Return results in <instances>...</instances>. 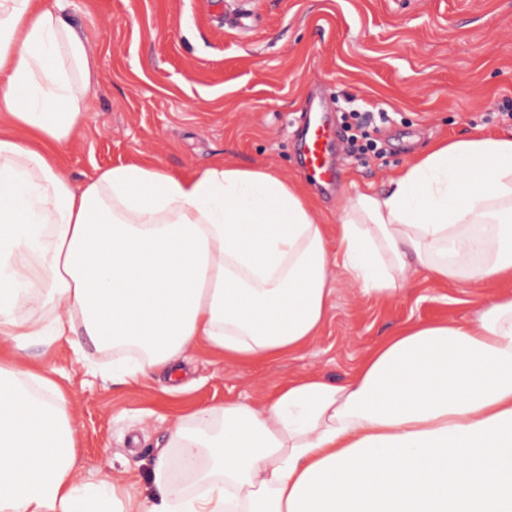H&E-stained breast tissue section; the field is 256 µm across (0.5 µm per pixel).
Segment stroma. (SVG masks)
<instances>
[{
	"label": "stroma",
	"instance_id": "35a3bbf8",
	"mask_svg": "<svg viewBox=\"0 0 512 512\" xmlns=\"http://www.w3.org/2000/svg\"><path fill=\"white\" fill-rule=\"evenodd\" d=\"M64 19L91 48L88 125L62 149L73 186L96 170L151 160L189 176L224 160L302 180L324 222L353 187L386 188L433 144L512 133V0H65ZM324 111L337 185L308 179L298 138ZM378 125V152H352L353 113ZM329 317L304 348L236 363L207 347L177 372L126 383L111 352L89 342L29 340L28 368L70 403L86 483L135 477L142 494L176 420L229 401L261 402L313 374L345 384L357 363L413 325L476 319L512 283L440 284L424 272L390 299L362 294L336 271Z\"/></svg>",
	"mask_w": 512,
	"mask_h": 512
}]
</instances>
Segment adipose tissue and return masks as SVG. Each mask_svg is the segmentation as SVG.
<instances>
[{"instance_id":"ef3b65f1","label":"adipose tissue","mask_w":512,"mask_h":512,"mask_svg":"<svg viewBox=\"0 0 512 512\" xmlns=\"http://www.w3.org/2000/svg\"><path fill=\"white\" fill-rule=\"evenodd\" d=\"M61 0H0V335L45 329L126 348L125 379L199 342L235 361L293 352L323 327L340 266L391 297L417 272L512 280V136L436 145L386 189L350 193L336 250L316 202L271 168L153 162L73 188L58 161L86 124L90 46ZM61 390L0 365V512H512V296L477 320L418 325L336 385L304 376L259 404L169 430L194 492L153 471L87 492Z\"/></svg>"}]
</instances>
